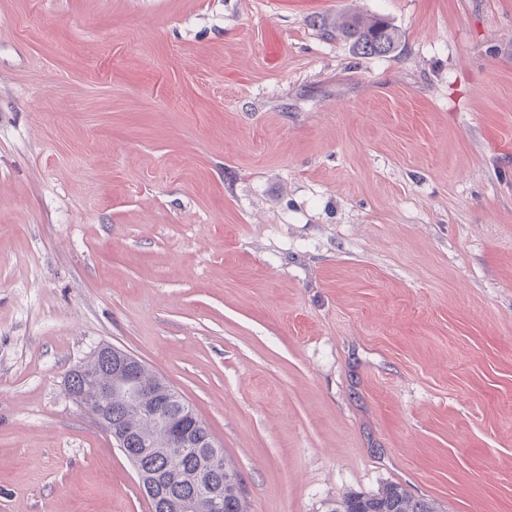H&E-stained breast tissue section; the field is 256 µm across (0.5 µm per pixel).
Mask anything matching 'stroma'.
<instances>
[{
  "mask_svg": "<svg viewBox=\"0 0 512 512\" xmlns=\"http://www.w3.org/2000/svg\"><path fill=\"white\" fill-rule=\"evenodd\" d=\"M105 344L248 512H512V0H0V512H151ZM348 41L354 52L361 55L385 56L399 44V33L382 18L363 21L358 17H347L333 27ZM331 512H433L431 504L410 495L399 485H388L377 494L350 493Z\"/></svg>",
  "mask_w": 512,
  "mask_h": 512,
  "instance_id": "obj_1",
  "label": "stroma"
}]
</instances>
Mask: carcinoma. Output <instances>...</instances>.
I'll return each instance as SVG.
<instances>
[{"mask_svg": "<svg viewBox=\"0 0 512 512\" xmlns=\"http://www.w3.org/2000/svg\"><path fill=\"white\" fill-rule=\"evenodd\" d=\"M348 41L354 52L361 55L385 56L399 44V33L382 18L363 21L358 17L344 19L336 28ZM142 379L151 384L158 396L166 393L167 382L146 366L139 368ZM104 380L111 366L102 359H92L81 366V371L70 375L71 386H81L80 378L90 374ZM103 407L112 411V429L125 435L123 453L129 460H137L147 473H161L166 478V497L152 503V512H181L183 499L196 494L190 482L191 475L204 463V457L194 452L170 456L165 452L167 422L162 417L143 418L127 409L118 398L106 399ZM240 475L236 470L224 473V512H248L245 499L238 496ZM331 512H433L431 504L410 495L399 485H388L377 494L350 493Z\"/></svg>", "mask_w": 512, "mask_h": 512, "instance_id": "cac0c4a2", "label": "carcinoma"}]
</instances>
